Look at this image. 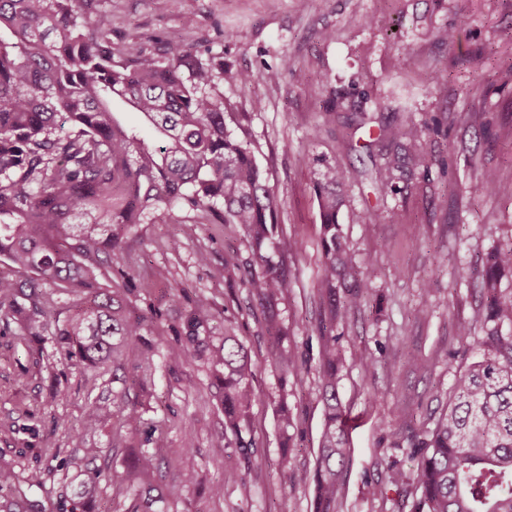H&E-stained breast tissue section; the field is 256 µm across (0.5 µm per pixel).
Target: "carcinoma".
Listing matches in <instances>:
<instances>
[{"mask_svg": "<svg viewBox=\"0 0 512 512\" xmlns=\"http://www.w3.org/2000/svg\"><path fill=\"white\" fill-rule=\"evenodd\" d=\"M99 0H0V259L34 274L21 284L0 274V309L31 327L39 313L36 289L61 281L81 300L58 330L59 344L84 365L119 363L124 349L141 340L143 321L131 318L124 298L101 286L94 267L120 248L127 224H172V205L201 220L238 224L250 238L255 261L265 250L282 258L301 242L277 234V197L250 145L233 136L224 94L216 93L212 67L197 59L194 45L170 46L171 58L130 46L129 60H113L112 38L94 19ZM119 101L139 114L149 135L128 127L114 112ZM421 130L400 126L393 141L416 140ZM319 185L322 223L330 234L320 285L330 294L347 267L343 238L336 235V196ZM512 270V248L498 250L485 273L490 287ZM370 270L360 273L345 305L368 292ZM248 286L272 302L287 287L281 274L252 275ZM331 307L320 324L324 354L319 368L324 420L315 471L317 512H333L341 470L350 448L337 397L338 359ZM482 360L454 386L448 413L421 442L412 478L397 472L392 483L412 486L411 512H512V296H492ZM224 367L216 396L224 410V447L242 441V426L257 394L252 363L233 336L213 350ZM112 413L92 403L83 427H96ZM131 474L153 478L157 460L135 455ZM101 481L94 470L78 485L77 497L93 501ZM0 512H34L19 490L0 500Z\"/></svg>", "mask_w": 512, "mask_h": 512, "instance_id": "cac0c4a2", "label": "carcinoma"}]
</instances>
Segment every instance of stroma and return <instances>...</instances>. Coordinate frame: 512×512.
<instances>
[{"label":"stroma","instance_id":"stroma-1","mask_svg":"<svg viewBox=\"0 0 512 512\" xmlns=\"http://www.w3.org/2000/svg\"><path fill=\"white\" fill-rule=\"evenodd\" d=\"M101 20L115 61L131 44L162 56L187 39L202 63L250 73L249 82L218 87L245 115L244 136L277 195L280 234L303 249L284 261L269 253L267 264L288 282L269 306L246 275H224L230 262L263 271L240 226L190 214L177 224L126 225L121 249L98 273L145 321L119 367L88 369L60 348L58 329L78 306L60 285L39 288L35 332L0 314V458L19 479L39 473L26 494L42 512H74L71 461L87 448L99 449L98 467L114 475L140 451L160 461L147 491L116 498L102 483L93 512H142L148 498L154 512H316L312 484L284 474L314 470L319 325L354 283L341 278L332 297L318 283L317 186L333 166L342 175L338 232L354 266L369 256L376 266L369 300L334 330L351 448L335 512H410L391 476L415 472L425 430L447 408L461 367L481 356L482 273L494 249L512 246V0H104ZM451 27L459 31L453 46L440 37ZM270 70L278 81L267 79ZM403 124L423 126V138L399 147L381 139L382 127ZM421 154L427 165H418ZM488 177L491 192L474 197L471 186ZM464 323L472 326L466 338ZM228 334L249 351L258 393L242 432L251 455L229 448L241 471L230 482L213 455L224 439L213 387L223 369L209 358ZM183 347L194 350L191 361L173 357ZM364 353L370 365L361 364ZM284 357L295 373H284ZM55 386L65 400L52 399ZM96 399L136 406L137 427L119 409L84 432ZM283 401L296 421L286 432L276 420ZM183 469L194 471L193 483H181Z\"/></svg>","mask_w":512,"mask_h":512}]
</instances>
